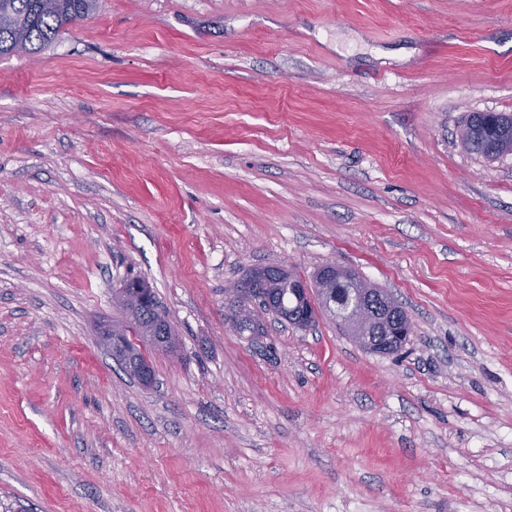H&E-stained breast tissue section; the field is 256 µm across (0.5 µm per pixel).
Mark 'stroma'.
Wrapping results in <instances>:
<instances>
[{
    "label": "stroma",
    "mask_w": 512,
    "mask_h": 512,
    "mask_svg": "<svg viewBox=\"0 0 512 512\" xmlns=\"http://www.w3.org/2000/svg\"><path fill=\"white\" fill-rule=\"evenodd\" d=\"M512 0H99L0 56V512H512ZM288 262L388 291L363 350L224 290ZM144 278L180 339L97 325ZM120 308L125 313V321L115 326H121L127 323L132 317L130 307L118 303ZM112 325L102 324L99 327V336L112 352V356L120 358L131 365H134V371L140 382L149 386L153 383L154 373L151 363L143 359L145 355L144 350L148 346L153 350L165 353H175L178 347V338L176 336L174 327L170 321L165 318L157 320L152 326V335L150 336H112ZM120 359L117 361L125 368L128 373L130 370ZM132 376L134 373L130 372Z\"/></svg>",
    "instance_id": "1"
}]
</instances>
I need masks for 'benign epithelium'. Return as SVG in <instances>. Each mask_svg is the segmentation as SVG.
I'll use <instances>...</instances> for the list:
<instances>
[{"label": "benign epithelium", "instance_id": "benign-epithelium-1", "mask_svg": "<svg viewBox=\"0 0 512 512\" xmlns=\"http://www.w3.org/2000/svg\"><path fill=\"white\" fill-rule=\"evenodd\" d=\"M281 280L307 295L310 293L306 281L297 279L288 273V264L276 263L274 269L259 267L249 271L241 284L228 289L235 301L245 299V288L258 293L269 286L272 273ZM319 290L325 301L326 309L336 313V321L341 324L352 338L365 350L374 353H387L402 347L412 334V326L401 320L397 304L385 292L374 289L373 303L364 305L350 302V293H359L365 287L349 275V271L334 264L324 267ZM99 336L112 352L134 366L135 375L140 382L149 386L153 383L154 373L151 363L143 359L144 350L150 347L158 352L175 353L178 338L168 319H161L152 326L150 336H114L112 325L99 327Z\"/></svg>", "mask_w": 512, "mask_h": 512}]
</instances>
